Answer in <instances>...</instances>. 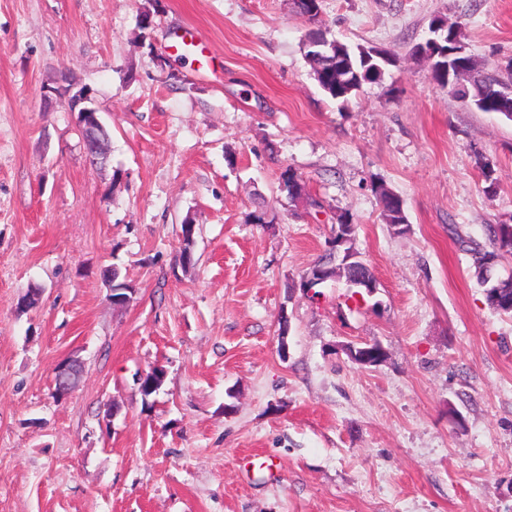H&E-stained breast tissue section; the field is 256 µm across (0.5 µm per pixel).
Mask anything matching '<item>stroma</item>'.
Here are the masks:
<instances>
[{
  "instance_id": "35a3bbf8",
  "label": "stroma",
  "mask_w": 512,
  "mask_h": 512,
  "mask_svg": "<svg viewBox=\"0 0 512 512\" xmlns=\"http://www.w3.org/2000/svg\"><path fill=\"white\" fill-rule=\"evenodd\" d=\"M436 14L479 69L512 59V0H322L314 22L292 0H0V512H512V315L457 244L512 224V121L409 55ZM318 28L399 62L341 105L306 56ZM184 30L205 55L171 52ZM70 84L106 166L55 94ZM343 212L377 280L350 306L345 279L300 286ZM374 341L382 362L351 359ZM70 357L85 374L59 401ZM65 105L69 112H77L78 130L83 139L85 149L94 164L105 165L108 160L107 133L103 127L96 108L88 106L90 94L79 90L73 95L65 92ZM379 201L385 223L390 224L397 233H405L408 221L400 198L398 196H391L385 189H381L379 191ZM396 224H400V226H396Z\"/></svg>"
}]
</instances>
